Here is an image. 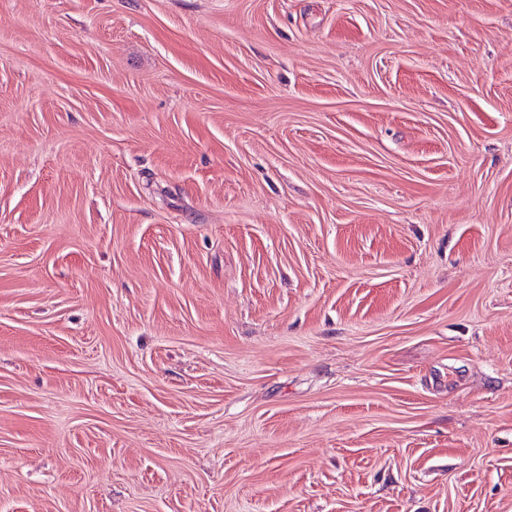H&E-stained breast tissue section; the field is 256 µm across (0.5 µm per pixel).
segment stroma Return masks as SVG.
Returning <instances> with one entry per match:
<instances>
[{
  "mask_svg": "<svg viewBox=\"0 0 512 512\" xmlns=\"http://www.w3.org/2000/svg\"><path fill=\"white\" fill-rule=\"evenodd\" d=\"M0 512H512V0H0Z\"/></svg>",
  "mask_w": 512,
  "mask_h": 512,
  "instance_id": "obj_1",
  "label": "stroma"
}]
</instances>
